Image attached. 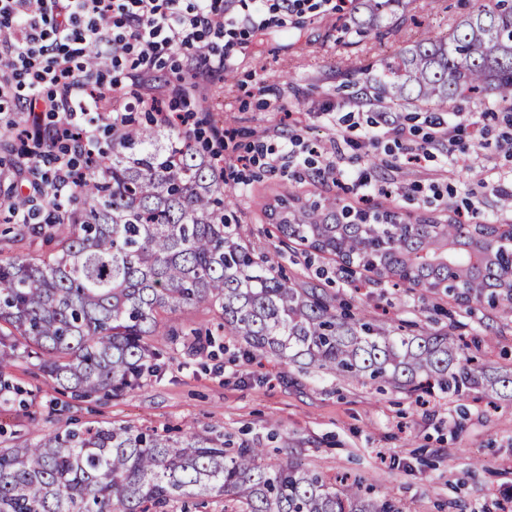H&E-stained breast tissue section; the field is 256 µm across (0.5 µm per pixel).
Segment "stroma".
I'll return each mask as SVG.
<instances>
[{"mask_svg":"<svg viewBox=\"0 0 512 512\" xmlns=\"http://www.w3.org/2000/svg\"><path fill=\"white\" fill-rule=\"evenodd\" d=\"M482 0H403L379 28L359 29L349 12L302 6L285 25L230 36L223 73L214 75L204 104H186L174 71L183 54L166 55L151 72L163 85L168 112H191L186 129L202 151L233 168L240 234L255 255L279 247L283 275L324 288L347 313L368 314L385 327L452 330L469 351L501 375L512 373V322L487 304L421 288L369 282L337 257L295 243L279 244L276 223L287 208L324 198L349 205L354 194L325 174L326 166L365 170L379 187L374 206L408 224L512 225V206L499 188L512 174L505 138L512 106L458 101L396 107L398 122L427 132V117L479 123L482 150L446 159L444 145L409 162L388 138L369 143L362 123L380 112L375 76L401 47L425 30L443 34ZM301 144L289 151L290 135ZM445 188L434 200L430 185ZM48 231L32 232L0 210V259L54 251ZM167 329L200 334L212 344L178 349L161 360L158 376L118 398H78L54 384L35 361L8 370L15 388L0 411V448L33 443L83 423L142 429L223 433L231 443H261L268 460H300L345 483L362 481L375 498L391 496L400 512H501L512 494V397L480 392L457 399L441 392L419 404L415 395L377 391L359 382L315 380L287 361L249 358L226 344L208 308L166 314ZM38 425H31V418Z\"/></svg>","mask_w":512,"mask_h":512,"instance_id":"stroma-1","label":"stroma"}]
</instances>
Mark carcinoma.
<instances>
[{"instance_id":"cac0c4a2","label":"carcinoma","mask_w":512,"mask_h":512,"mask_svg":"<svg viewBox=\"0 0 512 512\" xmlns=\"http://www.w3.org/2000/svg\"><path fill=\"white\" fill-rule=\"evenodd\" d=\"M355 21L378 28L401 0H353ZM376 96L390 106L492 97L512 104V0H492L448 34L426 36L386 62ZM61 249L0 259V406L6 370L35 359L58 385L118 397L159 371L178 343L161 313L205 306L251 356H274L338 380L451 396L504 394L448 332L415 335L337 313L333 299L279 275L277 252L257 261L231 223L235 188L162 115L129 125L109 155L86 160ZM345 222L336 203L289 212L275 229L318 252L432 293L475 299L512 317V232L493 224H405L378 211ZM227 497L231 512H398L359 481L336 489L293 460L224 435L179 437L112 423L0 448V512H172Z\"/></svg>"}]
</instances>
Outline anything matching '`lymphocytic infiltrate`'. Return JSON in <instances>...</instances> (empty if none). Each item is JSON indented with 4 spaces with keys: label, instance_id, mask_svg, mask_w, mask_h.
Wrapping results in <instances>:
<instances>
[{
    "label": "lymphocytic infiltrate",
    "instance_id": "lymphocytic-infiltrate-1",
    "mask_svg": "<svg viewBox=\"0 0 512 512\" xmlns=\"http://www.w3.org/2000/svg\"><path fill=\"white\" fill-rule=\"evenodd\" d=\"M253 24L252 14L235 12L234 0H0V100L17 103L24 135L54 162L41 178L22 183L19 194L34 197L48 187L54 208H68L77 179L74 156L97 155L102 130L116 133L126 122L117 108L91 119L98 110L92 88L103 73L86 64L87 45H95L113 70L126 64L148 69L161 55L190 47L185 68L202 84L224 68L219 40L225 31ZM374 125L369 140L384 129L398 148L422 153L443 139L457 147L476 129L472 123L451 128L436 118L416 144L386 113Z\"/></svg>",
    "mask_w": 512,
    "mask_h": 512
}]
</instances>
